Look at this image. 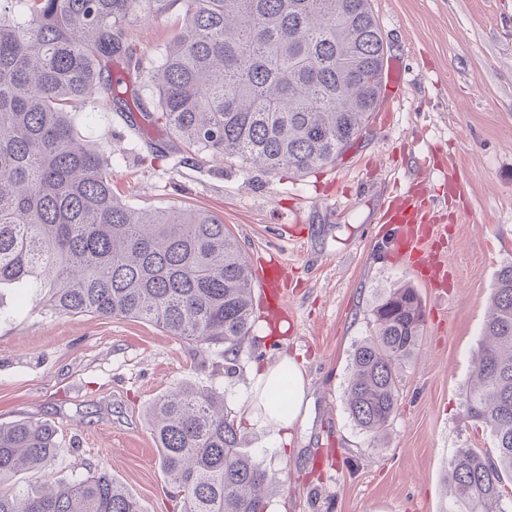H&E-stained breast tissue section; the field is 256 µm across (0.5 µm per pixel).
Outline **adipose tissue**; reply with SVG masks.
<instances>
[{
	"mask_svg": "<svg viewBox=\"0 0 512 512\" xmlns=\"http://www.w3.org/2000/svg\"><path fill=\"white\" fill-rule=\"evenodd\" d=\"M288 381V413L276 414L265 396L268 385L280 379ZM311 406L304 370L294 358L285 356L278 362L254 370L248 411L251 419L278 431H289L305 423Z\"/></svg>",
	"mask_w": 512,
	"mask_h": 512,
	"instance_id": "obj_1",
	"label": "adipose tissue"
}]
</instances>
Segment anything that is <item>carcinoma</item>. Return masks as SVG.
<instances>
[{
    "label": "carcinoma",
    "mask_w": 512,
    "mask_h": 512,
    "mask_svg": "<svg viewBox=\"0 0 512 512\" xmlns=\"http://www.w3.org/2000/svg\"><path fill=\"white\" fill-rule=\"evenodd\" d=\"M178 4V32L143 67L130 29ZM385 55L371 0H0V288H38L55 314L139 319L202 351L238 355L254 327L253 276L224 221L123 203L73 113L121 102V80L105 67L124 58L148 74L151 121L194 156L304 174L335 164L365 132ZM372 316L345 403L362 431L379 436L425 312L415 289L399 287ZM462 409L495 448L456 450L446 512H512V263L497 273ZM146 419L181 512H267L278 481L239 448L223 391L177 386ZM60 451L45 421L0 425V477L42 472ZM0 512L144 510L96 472L46 479L34 495L0 491Z\"/></svg>",
    "instance_id": "obj_1"
}]
</instances>
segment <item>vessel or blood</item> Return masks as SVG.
Segmentation results:
<instances>
[{"instance_id":"1","label":"vessel or blood","mask_w":512,"mask_h":512,"mask_svg":"<svg viewBox=\"0 0 512 512\" xmlns=\"http://www.w3.org/2000/svg\"><path fill=\"white\" fill-rule=\"evenodd\" d=\"M430 201L426 187L412 186L388 203L383 220L399 227L403 255L412 260L421 278L436 288L444 286L448 278V231L446 226L435 223Z\"/></svg>"}]
</instances>
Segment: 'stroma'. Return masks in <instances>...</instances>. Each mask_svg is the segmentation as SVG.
<instances>
[{"mask_svg":"<svg viewBox=\"0 0 512 512\" xmlns=\"http://www.w3.org/2000/svg\"><path fill=\"white\" fill-rule=\"evenodd\" d=\"M405 86L381 101L366 133L332 167L267 174L235 160L192 159L149 125L145 78L113 61L127 109L75 113L77 132L113 159L112 188L137 208L204 209L221 216L261 268L277 254L287 277L277 326L257 320L235 364L137 319L56 315L33 288H0V424L55 426L62 453L48 470L70 482L106 471L144 512H180L145 410L171 387L215 386L240 423L242 450L281 485L270 512H444L448 462L460 448L493 451L461 402L501 265L512 262V0H372ZM177 11L131 29L156 56ZM455 158L463 197L440 172ZM433 187L455 275L425 285L393 245L382 207L413 181ZM415 288L426 312L421 343L400 368L398 410L374 439L351 420L344 392L352 353L390 289ZM293 356L310 414L290 441L248 419L254 367Z\"/></svg>","mask_w":512,"mask_h":512,"instance_id":"obj_1","label":"stroma"}]
</instances>
